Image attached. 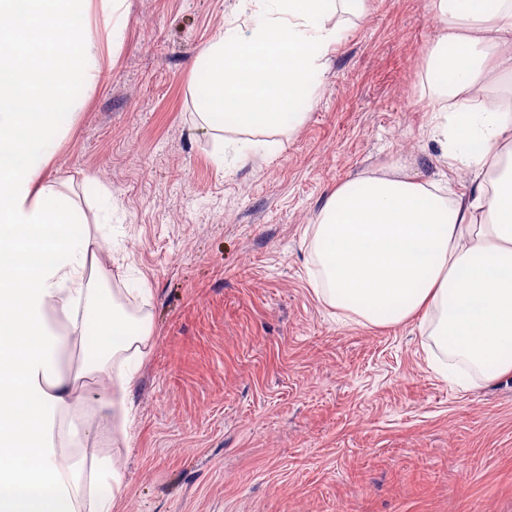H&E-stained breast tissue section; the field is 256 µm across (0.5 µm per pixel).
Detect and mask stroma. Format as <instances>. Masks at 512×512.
<instances>
[{"label": "stroma", "instance_id": "stroma-1", "mask_svg": "<svg viewBox=\"0 0 512 512\" xmlns=\"http://www.w3.org/2000/svg\"><path fill=\"white\" fill-rule=\"evenodd\" d=\"M127 2L116 49L91 0L97 76L44 180L111 239L104 288H149L130 304L153 335L128 439L97 421L75 460L113 461L117 512H512V376L465 390L417 321L344 320L313 291L304 239L360 173L442 179L431 0L344 13L305 120L278 138L196 113V59L237 0ZM234 136L281 145L230 169Z\"/></svg>", "mask_w": 512, "mask_h": 512}]
</instances>
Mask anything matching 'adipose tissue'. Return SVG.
Here are the masks:
<instances>
[{
  "label": "adipose tissue",
  "mask_w": 512,
  "mask_h": 512,
  "mask_svg": "<svg viewBox=\"0 0 512 512\" xmlns=\"http://www.w3.org/2000/svg\"><path fill=\"white\" fill-rule=\"evenodd\" d=\"M89 0H0V512H78L81 466L64 449L89 440L85 378L103 379L98 415L127 435L131 396L151 336L102 296L98 239L42 173L95 78L80 32ZM339 0H238L201 54L200 116L213 130L290 132L313 101L341 33ZM443 29L427 80L442 100L432 134L469 192L393 169L338 187L307 228L316 296L348 318L419 320L469 387L512 373V0H432ZM95 335L77 376L68 344ZM35 395L29 416L22 396ZM124 481L109 459L90 476V512H112Z\"/></svg>",
  "instance_id": "ef3b65f1"
}]
</instances>
